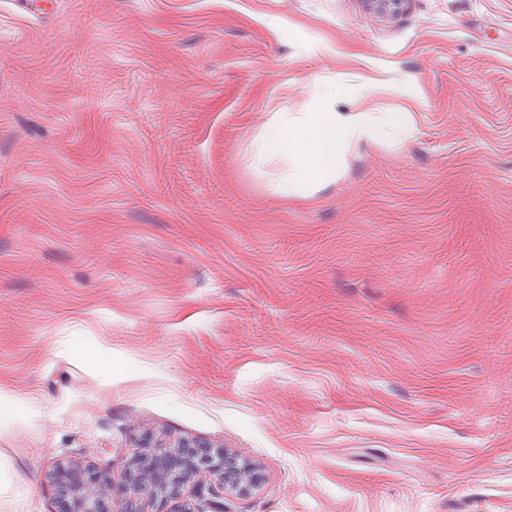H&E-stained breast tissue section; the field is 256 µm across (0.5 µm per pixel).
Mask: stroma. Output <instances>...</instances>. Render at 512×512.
Wrapping results in <instances>:
<instances>
[{"label":"stroma","instance_id":"1","mask_svg":"<svg viewBox=\"0 0 512 512\" xmlns=\"http://www.w3.org/2000/svg\"><path fill=\"white\" fill-rule=\"evenodd\" d=\"M364 75L413 133L274 193ZM0 399V512L181 441L228 512H512V0H0Z\"/></svg>","mask_w":512,"mask_h":512}]
</instances>
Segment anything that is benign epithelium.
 <instances>
[{
	"mask_svg": "<svg viewBox=\"0 0 512 512\" xmlns=\"http://www.w3.org/2000/svg\"><path fill=\"white\" fill-rule=\"evenodd\" d=\"M202 473L209 478V497L199 498L194 508L172 512H224V489L247 493L263 479L250 465L242 466L239 459L218 450L200 466L179 457L160 462L144 453L137 468L127 472L118 484L108 472L63 462L56 465L49 480L57 485V512H102L103 502L111 497L122 512H146V498L180 500L185 488Z\"/></svg>",
	"mask_w": 512,
	"mask_h": 512,
	"instance_id": "1",
	"label": "benign epithelium"
}]
</instances>
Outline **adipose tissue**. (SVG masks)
<instances>
[{"mask_svg": "<svg viewBox=\"0 0 512 512\" xmlns=\"http://www.w3.org/2000/svg\"><path fill=\"white\" fill-rule=\"evenodd\" d=\"M409 128L402 112H337L323 102L309 112L275 117L262 135L260 157L266 162L291 157L294 168L275 189L298 195L303 185L336 180L350 146L375 143Z\"/></svg>", "mask_w": 512, "mask_h": 512, "instance_id": "ef3b65f1", "label": "adipose tissue"}]
</instances>
